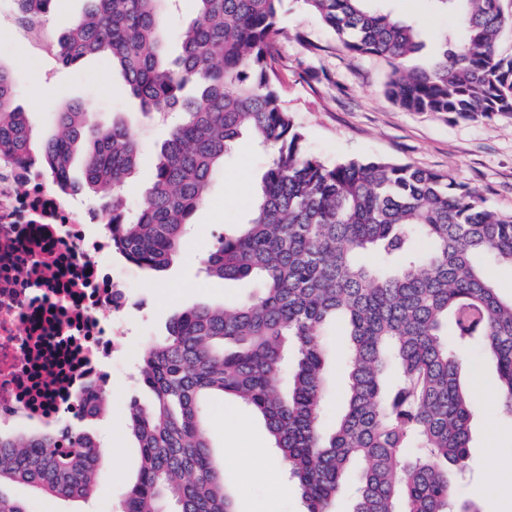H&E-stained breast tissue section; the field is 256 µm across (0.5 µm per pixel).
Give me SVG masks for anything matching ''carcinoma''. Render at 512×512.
Here are the masks:
<instances>
[{"mask_svg": "<svg viewBox=\"0 0 512 512\" xmlns=\"http://www.w3.org/2000/svg\"><path fill=\"white\" fill-rule=\"evenodd\" d=\"M16 24L46 28L65 0H13ZM50 50L64 67L112 59L126 93L152 119L182 120L161 144L135 218L122 192L140 162L138 141L103 125L79 103L56 114L57 134L33 141L14 106L15 81L0 66V162L35 165L61 195L104 199L112 250L139 268L164 270L207 199L215 171L243 132L273 149L247 222L217 239L206 270L257 279L258 296L174 317L146 347L141 382L153 401L130 400L141 450L121 512H234L204 428V403L238 399L264 419L306 512H334L347 484L351 512H471L456 508L455 477L467 467L472 406L461 384L465 352L497 365V392L512 412V297L481 264L512 271V212L486 204L448 175L382 158L326 164L310 152L285 106L271 60L283 0H193L195 17L171 58L165 0H85ZM460 15L425 67L417 28L374 0H304L345 48L391 65L386 95L407 112L469 121L512 118V29L506 0H434ZM84 177L72 180L77 154ZM344 319L350 344L345 411L321 425L328 386L329 322ZM105 389L85 399L83 420L102 410ZM100 446L84 428L0 442V485L30 484L62 498L91 495Z\"/></svg>", "mask_w": 512, "mask_h": 512, "instance_id": "obj_1", "label": "carcinoma"}]
</instances>
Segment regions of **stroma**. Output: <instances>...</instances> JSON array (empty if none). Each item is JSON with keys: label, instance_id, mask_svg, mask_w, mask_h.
Wrapping results in <instances>:
<instances>
[{"label": "stroma", "instance_id": "stroma-1", "mask_svg": "<svg viewBox=\"0 0 512 512\" xmlns=\"http://www.w3.org/2000/svg\"><path fill=\"white\" fill-rule=\"evenodd\" d=\"M380 6L391 17L418 26L424 47L403 65H425L435 55L449 17L432 0H381ZM10 13V4L0 5V65L15 78V100L28 114L33 139L50 138L57 130V112L71 102L82 103L103 123L124 122L142 144L143 157L125 188L129 207L140 208L153 175L152 155L166 138L167 126L138 114L107 57L65 69L49 52L31 54L20 44ZM278 26L272 65L313 154L330 163L379 156L445 173L475 188L490 206L512 212V119L466 121L399 109L384 93L388 65L374 57L351 56L303 0H284ZM266 160L250 139L239 141L216 171L207 202L192 217L184 241L188 254L175 256L163 271H145L113 256V266L130 274L132 297L123 312L127 334L108 389L111 407L84 424L103 448L91 498H58L23 483L4 484L0 489L5 494L25 503L30 512H113L141 465L126 408L134 398L145 406L152 402L139 381L146 345L163 338L170 320L189 308L232 303L258 292L259 284L252 280L208 276L195 256L207 252L225 229L245 222ZM461 380L473 416L459 500L473 512H512V506L502 507L486 494L502 478V461L512 459V415L496 402V365L480 350H470ZM205 419L212 455L236 512H304L296 484L265 472L267 464L277 461L278 451L260 415L233 399L218 398L208 401Z\"/></svg>", "mask_w": 512, "mask_h": 512}]
</instances>
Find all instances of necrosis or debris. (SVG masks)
Listing matches in <instances>:
<instances>
[{
	"mask_svg": "<svg viewBox=\"0 0 512 512\" xmlns=\"http://www.w3.org/2000/svg\"><path fill=\"white\" fill-rule=\"evenodd\" d=\"M97 210L0 166V438L40 435L109 385L126 285Z\"/></svg>",
	"mask_w": 512,
	"mask_h": 512,
	"instance_id": "necrosis-or-debris-1",
	"label": "necrosis or debris"
}]
</instances>
